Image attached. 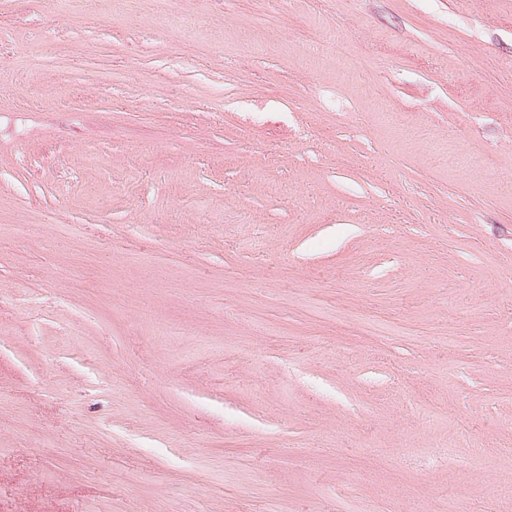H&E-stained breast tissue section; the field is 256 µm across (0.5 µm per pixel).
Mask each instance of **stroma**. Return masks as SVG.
<instances>
[{"label":"stroma","mask_w":512,"mask_h":512,"mask_svg":"<svg viewBox=\"0 0 512 512\" xmlns=\"http://www.w3.org/2000/svg\"><path fill=\"white\" fill-rule=\"evenodd\" d=\"M509 485L512 0H0V512Z\"/></svg>","instance_id":"obj_1"}]
</instances>
